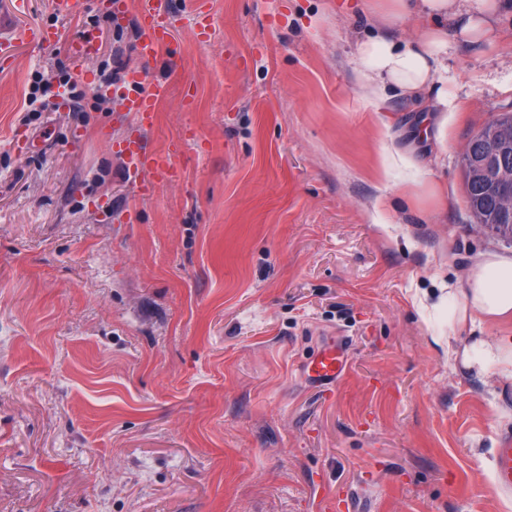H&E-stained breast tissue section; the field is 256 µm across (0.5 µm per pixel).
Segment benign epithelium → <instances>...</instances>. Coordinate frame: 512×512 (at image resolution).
Here are the masks:
<instances>
[{
	"instance_id": "obj_1",
	"label": "benign epithelium",
	"mask_w": 512,
	"mask_h": 512,
	"mask_svg": "<svg viewBox=\"0 0 512 512\" xmlns=\"http://www.w3.org/2000/svg\"><path fill=\"white\" fill-rule=\"evenodd\" d=\"M476 135L490 148L482 155L465 153L462 168L468 179L478 180L492 190L499 200L498 220L512 223V113L499 115L492 125H485Z\"/></svg>"
}]
</instances>
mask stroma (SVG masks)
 <instances>
[{"instance_id": "35a3bbf8", "label": "stroma", "mask_w": 512, "mask_h": 512, "mask_svg": "<svg viewBox=\"0 0 512 512\" xmlns=\"http://www.w3.org/2000/svg\"><path fill=\"white\" fill-rule=\"evenodd\" d=\"M0 0V512H512L483 466L512 439V386L432 342L511 336L431 304L480 254L462 152L512 112V0L466 42L449 18L448 92L426 112L356 79L370 0H133L175 19L157 60L134 14L81 0ZM60 26L52 47L24 43ZM95 30L94 55L70 54ZM127 72L165 89L152 126L113 100L23 122L31 74ZM180 148L177 177L139 197L119 151L133 131ZM27 138L15 149L16 132ZM411 166L393 162L391 148ZM348 340L336 387L303 368Z\"/></svg>"}]
</instances>
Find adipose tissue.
Returning a JSON list of instances; mask_svg holds the SVG:
<instances>
[{"label":"adipose tissue","instance_id":"ef3b65f1","mask_svg":"<svg viewBox=\"0 0 512 512\" xmlns=\"http://www.w3.org/2000/svg\"><path fill=\"white\" fill-rule=\"evenodd\" d=\"M456 3L457 0H384L383 4L371 5L370 11L377 17L419 14L429 20L430 26L419 38L387 39L375 35L360 41L359 83L379 99L392 91L425 97L436 112L453 111L454 105L440 78V53L448 45L444 22L456 14ZM451 300L456 303L454 315L461 323L512 320V256L482 254L470 266L462 287L440 296L435 310H442ZM433 342L447 348L449 358L473 373L492 376L502 386L512 385V336L493 341L476 336L461 346L448 345L442 336L434 337Z\"/></svg>","mask_w":512,"mask_h":512}]
</instances>
